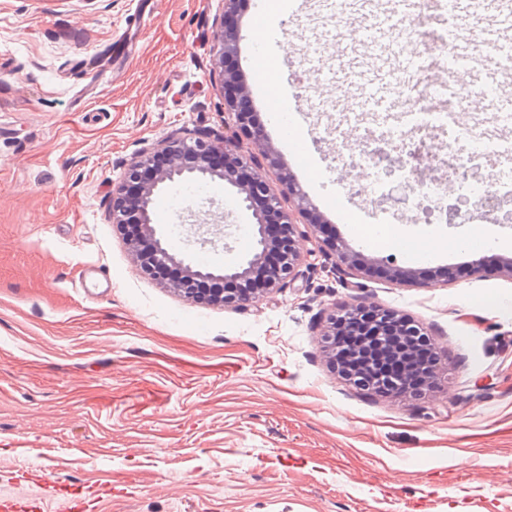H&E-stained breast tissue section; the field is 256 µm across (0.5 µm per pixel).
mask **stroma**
<instances>
[{
	"label": "stroma",
	"instance_id": "35a3bbf8",
	"mask_svg": "<svg viewBox=\"0 0 512 512\" xmlns=\"http://www.w3.org/2000/svg\"><path fill=\"white\" fill-rule=\"evenodd\" d=\"M224 0H0V500L35 512H512V222L429 223L353 195L368 174L333 163L336 96L316 67L370 20L334 24L320 0L278 11L238 56L305 55L283 80L322 173L318 215L385 274H354L296 223L298 274L256 306L193 303L144 275L110 219L112 183L177 130L224 129L212 31ZM158 233L212 265L247 256L251 215L222 180L169 184ZM360 224H396L403 246L368 248ZM413 270L420 282L393 278ZM366 300L428 327L448 380L421 401L345 385L319 346L335 306Z\"/></svg>",
	"mask_w": 512,
	"mask_h": 512
}]
</instances>
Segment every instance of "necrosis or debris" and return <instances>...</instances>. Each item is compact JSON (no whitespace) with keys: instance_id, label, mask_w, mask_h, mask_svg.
Segmentation results:
<instances>
[{"instance_id":"1","label":"necrosis or debris","mask_w":512,"mask_h":512,"mask_svg":"<svg viewBox=\"0 0 512 512\" xmlns=\"http://www.w3.org/2000/svg\"><path fill=\"white\" fill-rule=\"evenodd\" d=\"M419 8L417 16L404 14L396 20L398 39L419 48L418 54L406 63L416 79L414 91L405 102V114L410 118L408 128L363 127L359 151L337 155L336 160L366 169L372 175V184L355 187L356 195L383 198L386 180L394 176L415 210L422 209L428 200L441 199L442 178L446 175L465 187L467 199L476 207L484 206L500 193L512 195V181H475L470 177L471 163L511 149L512 143L483 135L466 138L456 130L457 114L468 111L471 99L486 97L488 90L469 85L459 88L450 98L445 88L435 84L430 72L444 68L448 46L444 34L433 28L431 20L445 16L444 0H421ZM439 133L446 138L445 146L436 155H429L427 143Z\"/></svg>"}]
</instances>
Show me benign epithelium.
<instances>
[{
	"mask_svg": "<svg viewBox=\"0 0 512 512\" xmlns=\"http://www.w3.org/2000/svg\"><path fill=\"white\" fill-rule=\"evenodd\" d=\"M238 2L224 0V14L216 23L212 36L213 61L223 91L224 115L227 116L224 139L212 136L210 130H200L192 136L176 132L158 146L136 156L128 169L112 183L111 215L112 223L121 231L127 225L130 214L137 216L141 236H127L125 241L130 251L139 257L141 272L150 273L153 262H167L182 267L192 281L223 284L248 280L254 265L273 247L268 234V225L271 224L269 212L278 213L277 223L288 228V250L283 253L277 271L255 288L243 289L226 297L222 294L200 296L188 291L183 284L174 285L184 297L192 301L248 308L278 288L284 280L293 279L303 263V257L294 241L295 223L292 215L279 206L276 195L269 193V181L274 178L281 184V194L294 199L299 212L309 214L313 207L297 183L277 168V162L266 147L265 132L249 127L244 119L241 102L248 96V90L244 81L239 79L237 70L229 67V61L235 58L242 39V29L236 16ZM244 139L254 146V150H242L241 141ZM216 155L235 159L237 166L250 171L253 184L240 183L231 169L212 166L211 159ZM186 174L218 178L235 189L240 202L251 212L253 219L254 248L249 257L231 266L202 268L184 262L167 249L153 224L154 197L161 185ZM324 242L335 256V263L358 273L369 270V258L349 252L335 240L326 238ZM473 272L479 275L500 273L512 276V260L497 266L478 262ZM398 333L416 343L438 348L436 338L422 325L395 310L360 300L326 316L321 330V349L328 361L334 364L338 348L346 346L344 365L335 368V372L356 388L378 395L409 393L418 399L435 385L439 364L427 365L423 386L413 389L410 387L409 373L404 372L395 378L384 376L376 358L366 350L371 340L374 351H393L392 336Z\"/></svg>",
	"mask_w": 512,
	"mask_h": 512,
	"instance_id": "benign-epithelium-1",
	"label": "benign epithelium"
}]
</instances>
